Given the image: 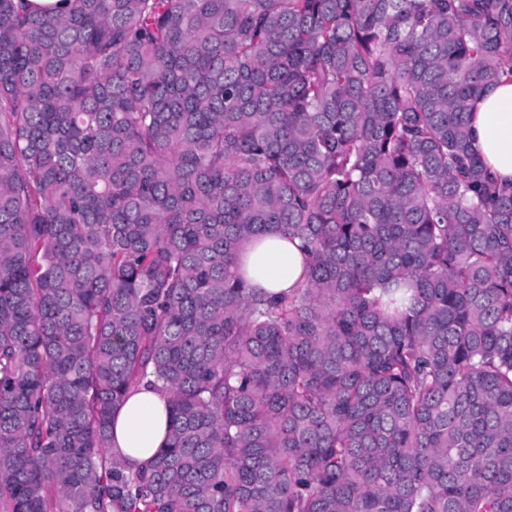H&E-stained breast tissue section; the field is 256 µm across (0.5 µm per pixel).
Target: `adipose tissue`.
Returning a JSON list of instances; mask_svg holds the SVG:
<instances>
[{
	"mask_svg": "<svg viewBox=\"0 0 512 512\" xmlns=\"http://www.w3.org/2000/svg\"><path fill=\"white\" fill-rule=\"evenodd\" d=\"M472 147L499 183L512 182V77H502L472 103ZM251 285L275 295L297 285L305 268L299 242L278 234L262 236L239 257ZM163 393L142 385L116 413L111 452L126 470L144 468L164 446L168 432Z\"/></svg>",
	"mask_w": 512,
	"mask_h": 512,
	"instance_id": "adipose-tissue-1",
	"label": "adipose tissue"
}]
</instances>
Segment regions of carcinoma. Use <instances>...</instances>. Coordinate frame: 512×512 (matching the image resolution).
<instances>
[{
	"mask_svg": "<svg viewBox=\"0 0 512 512\" xmlns=\"http://www.w3.org/2000/svg\"><path fill=\"white\" fill-rule=\"evenodd\" d=\"M505 75L512 0H0V512H512ZM472 147L499 183L512 182V77L503 76L472 103ZM254 248L239 257L249 283L277 295L297 285L305 268V255L298 240L293 242L280 234H268ZM166 396L142 384L116 413L111 430V452L126 471L148 465L168 432Z\"/></svg>",
	"mask_w": 512,
	"mask_h": 512,
	"instance_id": "cac0c4a2",
	"label": "carcinoma"
}]
</instances>
